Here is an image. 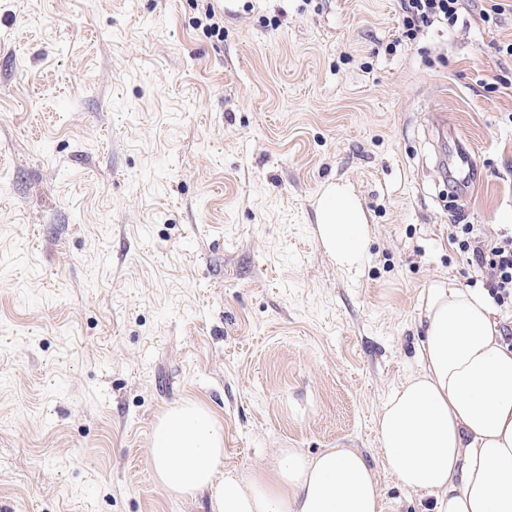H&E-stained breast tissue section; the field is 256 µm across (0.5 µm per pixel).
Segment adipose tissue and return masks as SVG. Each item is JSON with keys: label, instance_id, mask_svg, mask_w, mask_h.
Returning <instances> with one entry per match:
<instances>
[{"label": "adipose tissue", "instance_id": "adipose-tissue-1", "mask_svg": "<svg viewBox=\"0 0 512 512\" xmlns=\"http://www.w3.org/2000/svg\"><path fill=\"white\" fill-rule=\"evenodd\" d=\"M319 238L339 268L361 261L368 217L349 186L316 202ZM418 369L387 396L376 420L397 481L426 512H512V346L480 290L426 284ZM152 477L177 497L207 495L210 512H383L378 475L356 448L309 457L278 449L273 464L224 470V426L206 405L168 408L153 429Z\"/></svg>", "mask_w": 512, "mask_h": 512}]
</instances>
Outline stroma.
Here are the masks:
<instances>
[{
	"mask_svg": "<svg viewBox=\"0 0 512 512\" xmlns=\"http://www.w3.org/2000/svg\"><path fill=\"white\" fill-rule=\"evenodd\" d=\"M0 0V512H206L154 481L157 418L224 425V469L357 448L385 512H423L376 439L418 367V298L482 288L454 225L508 232L512 14L389 52L398 0ZM478 161L448 196L437 123ZM341 181L359 269L317 236ZM201 2H207L203 5V16L197 19V26H203L204 34L209 38H214L217 41H223L224 39V21L223 18H219L216 15L214 7L209 3L208 0H199ZM319 238L340 269L351 270L361 261L370 235L368 217L349 186L331 183L316 201Z\"/></svg>",
	"mask_w": 512,
	"mask_h": 512,
	"instance_id": "35a3bbf8",
	"label": "stroma"
}]
</instances>
